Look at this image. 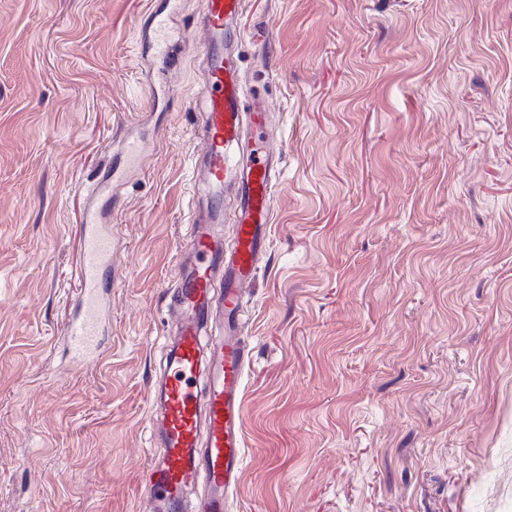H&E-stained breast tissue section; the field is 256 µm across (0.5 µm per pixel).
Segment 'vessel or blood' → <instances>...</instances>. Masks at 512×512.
Segmentation results:
<instances>
[{
    "label": "vessel or blood",
    "instance_id": "vessel-or-blood-1",
    "mask_svg": "<svg viewBox=\"0 0 512 512\" xmlns=\"http://www.w3.org/2000/svg\"><path fill=\"white\" fill-rule=\"evenodd\" d=\"M181 0L147 7L142 33L162 69L176 52L192 49L204 65L192 179L203 194L194 200L188 233L174 266L176 319L163 347V365L151 388L148 432L154 447L144 494L155 512H183L185 495L199 489L196 512H229L246 456L243 427L246 372L252 361L248 327L240 317L243 294L270 246L273 201L283 169L280 152L262 145L270 109L247 93L240 51L244 0H201L193 42L176 19ZM120 165L103 170L86 191L75 311L63 332L74 363L104 362L101 344L112 310L106 274H117L109 201L128 175L142 170L144 136L118 142ZM232 195V215L223 198ZM234 242L225 245L222 224Z\"/></svg>",
    "mask_w": 512,
    "mask_h": 512
}]
</instances>
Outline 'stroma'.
Returning a JSON list of instances; mask_svg holds the SVG:
<instances>
[{"instance_id": "35a3bbf8", "label": "stroma", "mask_w": 512, "mask_h": 512, "mask_svg": "<svg viewBox=\"0 0 512 512\" xmlns=\"http://www.w3.org/2000/svg\"><path fill=\"white\" fill-rule=\"evenodd\" d=\"M144 0H0V512H151L143 475L187 233L199 71L153 105ZM283 149L245 296L231 512H512V0H245ZM106 364L59 344L83 188L115 136Z\"/></svg>"}]
</instances>
